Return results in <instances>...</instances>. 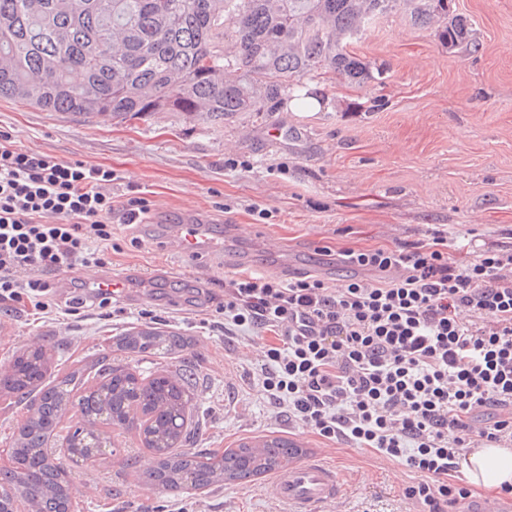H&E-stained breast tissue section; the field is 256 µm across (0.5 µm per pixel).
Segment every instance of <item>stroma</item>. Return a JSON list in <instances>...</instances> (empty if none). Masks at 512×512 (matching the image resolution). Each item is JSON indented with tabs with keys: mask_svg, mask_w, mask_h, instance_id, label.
Instances as JSON below:
<instances>
[{
	"mask_svg": "<svg viewBox=\"0 0 512 512\" xmlns=\"http://www.w3.org/2000/svg\"><path fill=\"white\" fill-rule=\"evenodd\" d=\"M452 4L481 43L478 55L448 50L392 14L351 46L387 68L385 86H336L321 109L287 105L216 127L182 112L115 124L0 98V128L25 149L111 168L115 208L137 196L174 220L192 213L224 244L185 258L156 225L115 227L119 250L104 273L124 279L126 291L112 313L0 315V365L50 343L64 370L109 352L130 328L177 332L185 346L176 363L196 381V447L287 437L340 475L341 498L317 512H423L402 495L404 466L301 432L263 399L258 351L225 334L218 307L234 272L354 277L337 257L343 249L401 247L437 230L463 241L453 252L462 264L476 246H512V0ZM254 204L267 219L252 215ZM111 440L116 455L71 467L74 512H284L265 476L175 496L147 490L123 464L149 458L137 431L113 429Z\"/></svg>",
	"mask_w": 512,
	"mask_h": 512,
	"instance_id": "obj_1",
	"label": "stroma"
}]
</instances>
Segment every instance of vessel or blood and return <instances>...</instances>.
I'll return each mask as SVG.
<instances>
[{
  "label": "vessel or blood",
  "instance_id": "b4317fda",
  "mask_svg": "<svg viewBox=\"0 0 512 512\" xmlns=\"http://www.w3.org/2000/svg\"><path fill=\"white\" fill-rule=\"evenodd\" d=\"M210 243L204 225L192 215H183L174 239L177 252L195 256ZM270 490L285 505L286 512H313L315 506L335 501L341 495L337 472L317 458L290 463L276 472Z\"/></svg>",
  "mask_w": 512,
  "mask_h": 512
}]
</instances>
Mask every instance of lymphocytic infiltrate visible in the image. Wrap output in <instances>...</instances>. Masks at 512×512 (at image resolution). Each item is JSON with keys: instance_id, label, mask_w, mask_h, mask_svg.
<instances>
[{"instance_id": "obj_1", "label": "lymphocytic infiltrate", "mask_w": 512, "mask_h": 512, "mask_svg": "<svg viewBox=\"0 0 512 512\" xmlns=\"http://www.w3.org/2000/svg\"><path fill=\"white\" fill-rule=\"evenodd\" d=\"M111 169L21 147L0 129V304L43 313L107 307L58 302L44 276L109 264ZM442 231L411 247L340 252L369 271L331 286L312 274L238 272L224 281V323L260 347L266 398L289 421L397 461L427 512L472 497L449 482L476 447H512V248L457 263Z\"/></svg>"}]
</instances>
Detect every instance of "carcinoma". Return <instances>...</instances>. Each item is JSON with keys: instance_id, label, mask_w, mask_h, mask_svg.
<instances>
[{"instance_id": "1", "label": "carcinoma", "mask_w": 512, "mask_h": 512, "mask_svg": "<svg viewBox=\"0 0 512 512\" xmlns=\"http://www.w3.org/2000/svg\"><path fill=\"white\" fill-rule=\"evenodd\" d=\"M448 47L480 51L448 0H0V98L46 112L125 123L156 112H187L212 124L241 112H275L301 101L307 81L382 85L387 69L348 47L397 10ZM128 354H173L178 335L147 326L116 339ZM53 350L31 347L0 370V393L26 410L0 468V512H72L79 490L44 453L74 409L64 439L81 462L114 455L109 428L151 424L141 437L153 455L137 482L171 493L242 484L277 471L303 449L285 438L224 450L193 447V383L161 367L150 381L109 355L47 381ZM90 375L97 381L85 387Z\"/></svg>"}]
</instances>
